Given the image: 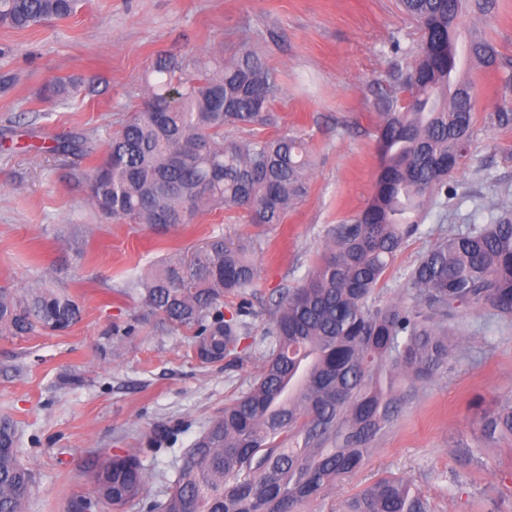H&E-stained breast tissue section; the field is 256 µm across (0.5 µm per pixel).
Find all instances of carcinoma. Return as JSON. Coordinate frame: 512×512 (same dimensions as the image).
Wrapping results in <instances>:
<instances>
[{"label":"carcinoma","instance_id":"cac0c4a2","mask_svg":"<svg viewBox=\"0 0 512 512\" xmlns=\"http://www.w3.org/2000/svg\"><path fill=\"white\" fill-rule=\"evenodd\" d=\"M79 0H0V27L22 30L72 15ZM487 13L493 0H402L421 43L399 75L411 100L380 113V159L365 207L326 231L325 247L305 282L285 290L264 337L259 376L195 440L162 500L149 497L150 472L135 453L91 467L94 497L122 512L139 500L146 512H303L336 482L356 474L372 445L392 426L418 384L448 372L450 336L467 311L512 321V218L445 231L404 276V295L376 296L394 257L422 234L427 211L447 204L448 175L465 164L477 120L474 82L464 61L500 75L503 95L484 115L492 128L512 126V56L483 36L458 49L463 6ZM182 77L164 59L140 108L109 142L92 169L89 199L127 224L176 226L204 207L244 211L253 224H280L307 193L311 162L296 135L251 133L272 118L280 94L273 71L251 51L229 59L207 55ZM69 78L46 84L39 97L62 103L79 90ZM50 151L89 157V138L72 132ZM247 250L213 236L188 261L169 258L138 280L143 306L192 332L204 363L237 353L247 335L244 307L224 314V296L254 281ZM82 317L70 295L42 280L31 288L0 287V336L63 332ZM485 440L512 438V397L486 410ZM457 459L481 464L461 440ZM33 470L20 458L19 430L0 418V512H28ZM341 512H432L409 478L382 477L361 487Z\"/></svg>","mask_w":512,"mask_h":512}]
</instances>
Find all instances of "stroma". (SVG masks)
I'll list each match as a JSON object with an SVG mask.
<instances>
[{"instance_id": "obj_1", "label": "stroma", "mask_w": 512, "mask_h": 512, "mask_svg": "<svg viewBox=\"0 0 512 512\" xmlns=\"http://www.w3.org/2000/svg\"><path fill=\"white\" fill-rule=\"evenodd\" d=\"M512 55V0L467 14ZM419 32L398 0H83L77 12L24 30L0 28V132L18 146L0 149V285L25 288L47 279L82 307L66 333L0 337V416L21 430L25 463L36 473L30 512H75L91 496L89 461L134 451L155 479L152 498L186 449L259 375L262 340L281 293L299 286L325 244V233L359 212L378 168L376 127L383 104L404 106L397 78L411 65ZM251 50L277 76L273 121L258 135L301 136L311 175L306 196L282 223L251 224L236 208L195 213L177 227L128 224L89 202L83 161L48 152L54 138L84 132L105 150L144 97L158 59L183 63L204 53ZM78 78L68 101H41L42 87ZM512 215V128L477 122L464 166L448 178V204L431 210L378 288L401 290V275L439 230L464 231ZM214 235L246 246L256 276L246 302L248 348L233 363L208 364L193 353L189 330L162 327L132 288L169 256L190 254ZM448 374L403 407L361 470L340 480L330 499L308 505L329 512L361 483L391 474L410 478L435 512H512V439L482 446L484 465H463L452 449L478 432V406L512 394V323L485 312L461 318ZM77 374L82 384L66 379Z\"/></svg>"}]
</instances>
